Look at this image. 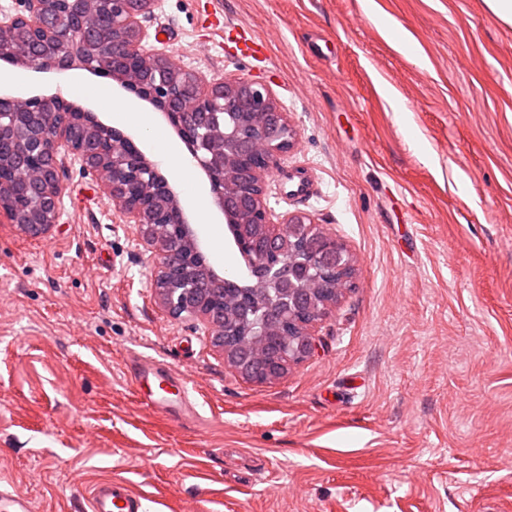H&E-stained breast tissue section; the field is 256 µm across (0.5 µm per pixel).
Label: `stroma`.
<instances>
[{
    "instance_id": "obj_1",
    "label": "stroma",
    "mask_w": 512,
    "mask_h": 512,
    "mask_svg": "<svg viewBox=\"0 0 512 512\" xmlns=\"http://www.w3.org/2000/svg\"><path fill=\"white\" fill-rule=\"evenodd\" d=\"M223 2L217 29L208 0H157L145 45L271 86L297 136L267 207L345 244L353 285L309 358L246 382L72 167L47 235L0 223V485L35 512L111 477L146 512H512V25L485 0ZM243 27L264 63L222 50ZM138 361L191 411L147 406Z\"/></svg>"
}]
</instances>
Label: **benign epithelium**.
Instances as JSON below:
<instances>
[{
	"label": "benign epithelium",
	"instance_id": "benign-epithelium-1",
	"mask_svg": "<svg viewBox=\"0 0 512 512\" xmlns=\"http://www.w3.org/2000/svg\"><path fill=\"white\" fill-rule=\"evenodd\" d=\"M86 0L72 27L61 28L69 0H18L13 13L0 15V57L31 68L66 70L78 66L133 86L186 134L192 155L209 177L217 207L252 253L253 288L273 307L305 301L304 315L281 329L266 314L251 323L247 361L224 345L228 319L207 296L197 294L195 258L198 237L176 196L157 168L141 152L125 151L129 138L92 121L56 96L0 98V144L8 142L34 169L11 184H0V216L17 223L6 201L19 190L43 212L27 230L47 234L63 215V180L69 167L100 184L124 222L139 227L153 255V288L173 319H192L224 355L232 373L264 384L288 374L311 356L315 332L354 278L352 258L342 243L306 214L273 219L266 205L267 178L278 158L296 143L294 127L263 82L239 77H211L190 71L168 55L145 48V25L154 0H112V27ZM112 140V153L100 155L98 143ZM336 269L338 285L324 294V269ZM278 336L280 353L269 355L266 337Z\"/></svg>",
	"mask_w": 512,
	"mask_h": 512
}]
</instances>
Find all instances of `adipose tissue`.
I'll return each instance as SVG.
<instances>
[{"instance_id": "obj_1", "label": "adipose tissue", "mask_w": 512, "mask_h": 512, "mask_svg": "<svg viewBox=\"0 0 512 512\" xmlns=\"http://www.w3.org/2000/svg\"><path fill=\"white\" fill-rule=\"evenodd\" d=\"M61 90L71 97L89 98L107 113L113 126L136 134L141 146L153 150L170 177L177 181L191 180L192 170L181 145L173 140L160 141V127L153 113L142 111L140 102L131 96L114 93L109 85L93 83L79 73L68 74ZM186 200L197 223L206 225L212 245H220L219 217L209 205L207 186L191 180Z\"/></svg>"}]
</instances>
